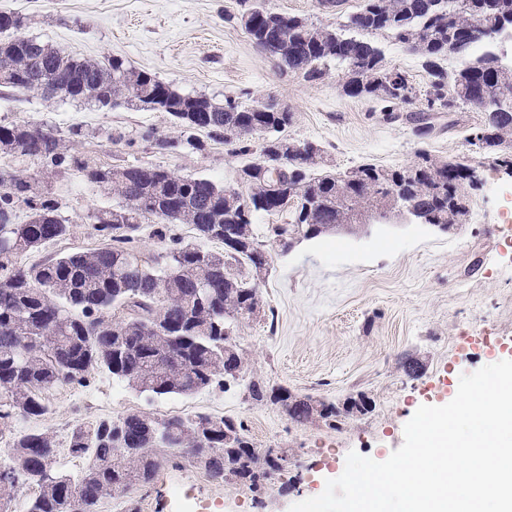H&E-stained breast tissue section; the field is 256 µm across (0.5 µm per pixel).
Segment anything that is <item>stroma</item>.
<instances>
[{"mask_svg": "<svg viewBox=\"0 0 512 512\" xmlns=\"http://www.w3.org/2000/svg\"><path fill=\"white\" fill-rule=\"evenodd\" d=\"M361 3L344 0L337 12L318 0H268L275 11L332 28L339 13L355 12ZM0 11L23 15L27 34L73 55L126 58L184 93L217 103L274 101L293 114L286 137L319 145L335 170L404 168L423 150L475 172L464 186L466 214L453 230L375 223L302 239L286 251L265 244L264 309L244 320L237 338L252 373L268 386L339 406L362 396L370 412L338 428L321 421L297 425L279 403L254 402L237 384L189 398L151 399L101 374L84 387L53 389L48 414L18 420V428L39 427L62 439L72 425L99 416L204 411L242 420L254 447L280 459L279 469L255 484L235 477L215 481L188 462L166 465L137 492L138 512H288L338 477L349 452L377 461L398 449L417 408L448 403L462 374L512 359V170L500 152L470 143L484 121L471 106L431 113L430 135H416L413 118L426 108V73L405 47L383 35L374 38L385 63L405 71L414 87L412 103L389 114L379 100L345 94L344 66H330L316 81L282 71L238 22L239 0H0ZM22 121L57 126L78 155L115 166H160L231 188L264 143L254 138L246 157L212 141L201 151H160L144 136L179 138L167 113L0 93V123ZM76 126L82 136L71 135ZM111 132L133 135L136 142H110ZM54 189L71 232L25 256V263L99 245L90 217L111 205L107 190L74 173L56 177ZM269 307L275 320L265 314ZM408 358L420 364L412 376L401 367ZM179 485L193 486L196 501L175 497Z\"/></svg>", "mask_w": 512, "mask_h": 512, "instance_id": "stroma-1", "label": "stroma"}]
</instances>
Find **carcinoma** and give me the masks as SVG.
<instances>
[{"instance_id": "cac0c4a2", "label": "carcinoma", "mask_w": 512, "mask_h": 512, "mask_svg": "<svg viewBox=\"0 0 512 512\" xmlns=\"http://www.w3.org/2000/svg\"><path fill=\"white\" fill-rule=\"evenodd\" d=\"M239 22L255 41L266 29L279 32L282 39L270 53L280 58L281 68L311 81L323 78L332 62L348 65L343 91L376 98L387 110L411 104L413 86L404 72L383 63L382 52L365 38L370 33L384 34L423 59L430 112L471 106L477 89L490 98L512 91V66L495 54L453 73L439 64L448 55L469 54L470 34L479 26L512 29V0H363L338 32L252 0ZM25 26L23 17L0 12V34H7L0 40V60L10 64L0 88L98 107L152 94L154 110L167 113L181 130L177 139L143 135L160 150H199L197 133L204 132L213 142L237 143V151L246 154L254 129L277 136L239 170L244 195L157 166H101L70 153L53 126L0 123V156L11 161L0 166V438L8 439V463L0 464V512H12L24 488L36 489L26 512H99L101 501L115 494L127 497V512H136L134 492L152 483L171 459L170 448L182 449L179 457L213 480L259 478V456L244 423L202 411L166 418L136 411L76 424L67 434L68 448L85 459V467L76 480L55 470L57 436L17 430L14 422L47 414L50 390L84 386L101 370L150 398H189L244 380L251 400L277 401L297 424L331 425L369 412L362 397L340 409L246 377L249 363L236 336L242 319L261 307L259 284L268 264L253 217H281L282 223L266 225L265 234L289 249L301 238L339 228L347 208L364 215L374 211L397 186L432 223L448 225L455 222L453 206L462 203L466 166L452 167L422 152L409 177L403 168L372 164L336 173L323 167L320 147L307 143L315 153L304 156L278 136L293 120L285 107H246L232 99L217 104L183 94L121 57H76L27 35ZM477 132L482 147L512 150V111L485 116ZM70 171L116 199L91 215L101 245L22 264L23 256L70 234L52 185L54 177ZM21 208L28 219L19 224ZM154 218L159 223L151 225L150 236L164 247L145 261L137 233ZM179 224L224 250L183 243L174 234Z\"/></svg>"}]
</instances>
